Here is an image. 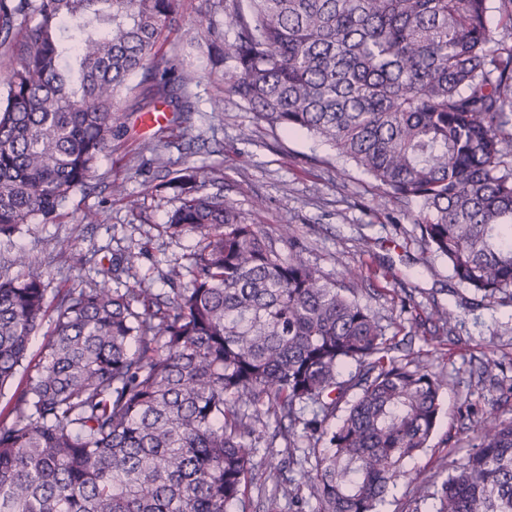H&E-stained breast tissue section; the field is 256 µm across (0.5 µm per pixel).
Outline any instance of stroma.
Instances as JSON below:
<instances>
[{"label":"stroma","instance_id":"stroma-1","mask_svg":"<svg viewBox=\"0 0 512 512\" xmlns=\"http://www.w3.org/2000/svg\"><path fill=\"white\" fill-rule=\"evenodd\" d=\"M225 15L214 0H179L178 12L154 51L175 69L194 72L188 113L172 112L163 126H148L142 105L149 85L142 74L129 77L118 99L124 131L113 138L85 188L74 191L53 224L32 220L14 242L0 241V265L16 248L29 257L49 292L87 286L101 257L137 256L138 276L154 292L174 264L185 262L198 241L195 233L171 235L167 220L179 205L168 182L187 166L219 181L243 212L261 208L262 231L282 252L302 250L310 264L335 279L352 271L355 297L386 328L393 357L413 356L444 375L436 430L410 462L411 477L392 488L380 512H435L432 494L470 449L483 414L512 418V306H501L454 285L448 265L426 250L413 212L381 206L376 183L354 165L337 161L333 148L313 135H288L257 125L254 115L224 89ZM125 188L123 195L113 185ZM96 221L83 223L85 213ZM87 257L74 265L71 253ZM453 308L451 327L436 330V309ZM43 322L28 357L10 386L0 390V412H8L16 389L34 374L50 338ZM495 367H487V360ZM286 494L270 500L274 478ZM427 484L430 499L417 487ZM316 512V501L288 463L284 440L259 447L237 512H294L288 494Z\"/></svg>","mask_w":512,"mask_h":512}]
</instances>
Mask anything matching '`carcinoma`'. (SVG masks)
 <instances>
[{
  "mask_svg": "<svg viewBox=\"0 0 512 512\" xmlns=\"http://www.w3.org/2000/svg\"><path fill=\"white\" fill-rule=\"evenodd\" d=\"M178 0H0V240L61 216L112 137L136 71L181 111L193 82L153 50ZM496 10L503 36L488 25ZM225 89L271 130L330 142L415 205L451 278L512 306V0H231ZM197 247L155 294L135 256L48 297L18 250L0 273V389L48 312L40 366L0 414V512H234L266 416L318 512H378L428 447L445 377L389 356L386 328L282 253L196 167L170 179ZM133 284L114 288L120 274ZM288 420V427L282 421ZM302 426L297 431L296 426ZM324 447H318V443ZM436 512H512V418H480Z\"/></svg>",
  "mask_w": 512,
  "mask_h": 512,
  "instance_id": "obj_1",
  "label": "carcinoma"
}]
</instances>
